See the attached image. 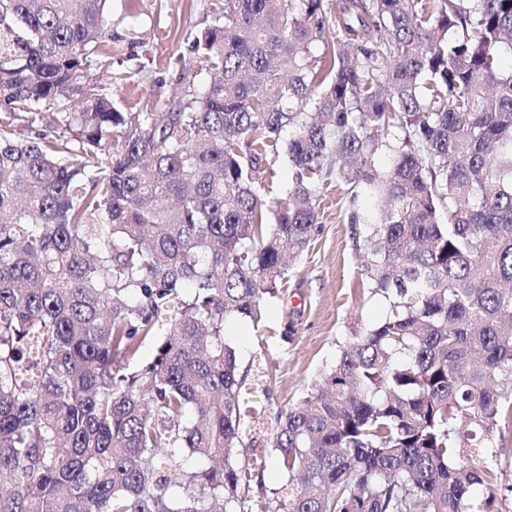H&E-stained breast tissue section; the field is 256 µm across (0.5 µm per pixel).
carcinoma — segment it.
<instances>
[{
	"mask_svg": "<svg viewBox=\"0 0 512 512\" xmlns=\"http://www.w3.org/2000/svg\"><path fill=\"white\" fill-rule=\"evenodd\" d=\"M106 2L0 0V512H489L512 419V0H224L193 39L203 88L159 112L112 100ZM332 183L389 311L277 416L267 488L238 460L226 326L279 296ZM268 164L262 192L267 199L281 198L292 182L295 172L283 146H279L278 152L268 156Z\"/></svg>",
	"mask_w": 512,
	"mask_h": 512,
	"instance_id": "1",
	"label": "carcinoma"
}]
</instances>
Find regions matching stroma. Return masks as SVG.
<instances>
[{"instance_id": "35a3bbf8", "label": "stroma", "mask_w": 512, "mask_h": 512, "mask_svg": "<svg viewBox=\"0 0 512 512\" xmlns=\"http://www.w3.org/2000/svg\"><path fill=\"white\" fill-rule=\"evenodd\" d=\"M223 0H110L112 89L119 106L161 108L179 96V78L194 54L189 36L199 35ZM348 201L332 186L318 204V230L291 266L280 297L261 323L235 320L226 327L240 365L263 366L265 379L250 373L241 405L253 426L241 460L263 466L265 486L282 474L269 465L266 429L279 413L293 408L314 385L353 323L371 326L388 312L387 302L372 295L361 275L360 259L349 238Z\"/></svg>"}]
</instances>
